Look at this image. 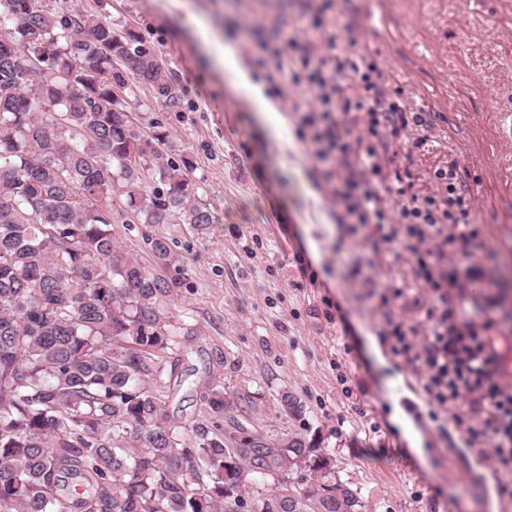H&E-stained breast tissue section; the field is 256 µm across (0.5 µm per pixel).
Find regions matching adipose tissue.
I'll use <instances>...</instances> for the list:
<instances>
[{
    "label": "adipose tissue",
    "mask_w": 512,
    "mask_h": 512,
    "mask_svg": "<svg viewBox=\"0 0 512 512\" xmlns=\"http://www.w3.org/2000/svg\"><path fill=\"white\" fill-rule=\"evenodd\" d=\"M211 58L217 67L232 75L234 90L268 130L276 133L285 129L287 119L278 100L267 94L265 82L255 79L240 54L225 48L212 53Z\"/></svg>",
    "instance_id": "adipose-tissue-1"
}]
</instances>
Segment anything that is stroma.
Masks as SVG:
<instances>
[{
    "mask_svg": "<svg viewBox=\"0 0 512 512\" xmlns=\"http://www.w3.org/2000/svg\"><path fill=\"white\" fill-rule=\"evenodd\" d=\"M75 16L94 15L152 45L173 74L177 106L150 86L127 100L141 132L173 137L169 157L188 158L205 227L116 224L118 247L145 266L144 239H168L186 276L165 306L174 343L160 354L157 396L171 423L188 427L206 387L247 393V421L272 436L303 435L326 456L337 480L358 489L364 512H512L491 485L512 482L490 449L468 447L462 426L440 433L419 374L382 342L379 296L364 284L409 271L370 269L367 228L338 223L343 207L323 177L294 105L316 106L306 82L281 80L272 51L276 25L320 15L342 49L383 72L390 98L428 121L427 140H396L386 176L407 172L413 190H437V170L456 161L472 194L478 257L499 283L472 284L464 309L501 350L512 349V0H46ZM208 27L214 48L233 45L275 94L288 120L264 129L212 65L193 35ZM313 186L318 199L308 197ZM360 274H353V266ZM500 305L485 314L487 296ZM381 340L382 358L368 339ZM291 393L302 412L282 411ZM412 414L424 437L415 455L391 421Z\"/></svg>",
    "mask_w": 512,
    "mask_h": 512,
    "instance_id": "obj_1",
    "label": "stroma"
}]
</instances>
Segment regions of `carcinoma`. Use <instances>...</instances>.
<instances>
[{
	"label": "carcinoma",
	"instance_id": "1",
	"mask_svg": "<svg viewBox=\"0 0 512 512\" xmlns=\"http://www.w3.org/2000/svg\"><path fill=\"white\" fill-rule=\"evenodd\" d=\"M132 82L175 101L166 63L131 32L0 0V512H360L313 440L224 417L250 395L208 388L185 431L162 410L151 382L174 332L161 307L185 272L165 237L148 239V268L112 225L211 217L190 162L162 153L170 134L133 126L118 94ZM275 478L292 497L245 498Z\"/></svg>",
	"mask_w": 512,
	"mask_h": 512
}]
</instances>
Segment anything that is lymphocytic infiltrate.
<instances>
[{
	"label": "lymphocytic infiltrate",
	"mask_w": 512,
	"mask_h": 512,
	"mask_svg": "<svg viewBox=\"0 0 512 512\" xmlns=\"http://www.w3.org/2000/svg\"><path fill=\"white\" fill-rule=\"evenodd\" d=\"M301 32L303 55L278 53L277 69L285 74L302 67L316 95L302 125L317 157L329 164L324 176L334 182L344 208L338 221L371 228L373 249L399 246L408 255L413 287L428 290L435 303L427 333L418 336L388 310L391 300L404 296V287L386 283L380 294L386 307L383 338L420 375L431 404L454 413L461 400H468V444L491 443L497 467L511 472L512 383L487 354L489 322L463 319L455 305L470 283L488 277L473 253L479 231L472 196L453 162L437 171L441 187L431 194L409 192L400 176L388 181L383 170L391 140L426 127L425 116L389 101L382 73L371 65L360 68L347 51L337 49L319 20L306 22ZM392 193L399 206L390 212L384 202Z\"/></svg>",
	"instance_id": "obj_1"
}]
</instances>
